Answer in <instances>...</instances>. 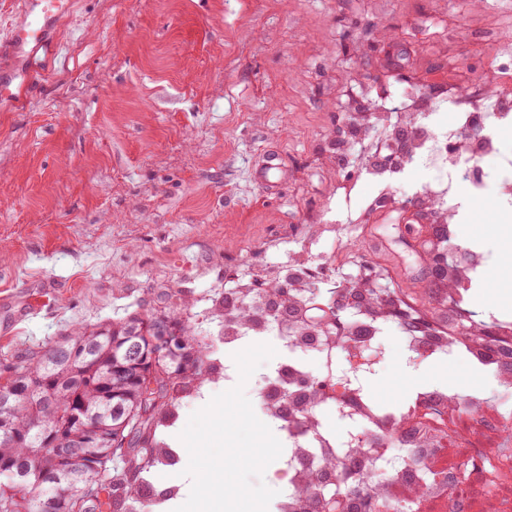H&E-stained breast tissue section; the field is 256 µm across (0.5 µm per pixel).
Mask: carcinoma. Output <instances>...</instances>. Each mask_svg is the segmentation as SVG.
<instances>
[{
	"mask_svg": "<svg viewBox=\"0 0 512 512\" xmlns=\"http://www.w3.org/2000/svg\"><path fill=\"white\" fill-rule=\"evenodd\" d=\"M162 319L182 325L190 363L174 368L159 359L141 371L115 369L112 348ZM215 352L177 310L155 301L90 330L75 327L14 363L6 386L17 394L0 406V512H75L72 488L88 490L87 512L127 500L136 512H150L153 502L141 500L147 475L177 462L156 432L173 417L176 395L213 370ZM44 386L53 393L48 401ZM142 404L150 412L139 426L120 427L121 410ZM83 408L98 414L99 426ZM114 436L127 439V447H112Z\"/></svg>",
	"mask_w": 512,
	"mask_h": 512,
	"instance_id": "obj_1",
	"label": "carcinoma"
}]
</instances>
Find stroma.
Masks as SVG:
<instances>
[{
    "instance_id": "obj_1",
    "label": "stroma",
    "mask_w": 512,
    "mask_h": 512,
    "mask_svg": "<svg viewBox=\"0 0 512 512\" xmlns=\"http://www.w3.org/2000/svg\"><path fill=\"white\" fill-rule=\"evenodd\" d=\"M486 63L512 31V0H74L39 51L49 77L27 105L0 104V377L18 356L74 326H94L170 295L192 325L235 287L241 248L286 263L288 227L324 213L340 242L364 249L363 213L379 188L359 180L350 207L339 183L352 156L324 154L358 84L398 94L407 78L439 93L448 60L437 36ZM277 154L276 190L256 179ZM456 244L474 237L495 301L484 319L512 317L501 246L512 203L471 197ZM457 388L470 369L409 352L388 329L365 388L398 405L428 388L435 367Z\"/></svg>"
}]
</instances>
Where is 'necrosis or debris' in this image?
<instances>
[{
	"label": "necrosis or debris",
	"instance_id": "4bbe7bcc",
	"mask_svg": "<svg viewBox=\"0 0 512 512\" xmlns=\"http://www.w3.org/2000/svg\"><path fill=\"white\" fill-rule=\"evenodd\" d=\"M465 76L466 85L461 88L450 83L446 74L435 75V82L448 86L444 98H427L422 84L412 83L394 99L355 100L348 114V133L392 134L396 150L387 166L367 157L356 165L358 177L386 189L371 206L364 227L370 252L364 255L341 247L328 256H315L312 241L334 235L336 227L321 221L306 225L294 240L303 251L298 262L310 277L288 295L294 312L309 309L315 287L329 284L339 266L357 269L364 277L381 271L402 280L380 239L378 225L394 221L415 225L414 253L425 256L430 225L457 222L456 183L479 195L492 191L512 199V155L505 154L498 141L499 130L512 126V67H470ZM448 111L460 113L458 124L440 122V114ZM420 168L432 171L433 179L406 199L393 197L392 189ZM395 304L397 314H377L361 344L332 329L306 339L294 313L282 321L228 320L221 325L218 338L228 348L275 337L287 358L275 367L274 378L287 383L289 391H298L303 380L321 383L308 391L307 412L300 419L286 417L284 405L273 401L270 390L261 392L263 415L283 427L288 443V464L278 468L277 481L287 484L292 495L310 486L338 490L342 512H366L357 496L344 490L343 479L326 474L323 466L327 459L365 457L370 461L369 473L357 481L363 486L369 474L386 473V480L369 491L372 498L385 503L384 512H512V356L497 357L483 336L471 331L468 310L458 308V323L439 338L437 354L463 361L477 378L491 381L494 398L472 391L421 390L400 407L382 405L364 394L359 374L378 365L386 327L414 317L431 325L444 320L442 307L431 301L423 283L417 281L400 289ZM341 352L346 353L349 367L340 375L336 356ZM308 355L321 359L319 370L308 368L304 361ZM325 408L353 423L344 440H336L323 421L320 412ZM396 476L406 478L408 491L393 503L387 480Z\"/></svg>",
	"mask_w": 512,
	"mask_h": 512
}]
</instances>
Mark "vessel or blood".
I'll return each mask as SVG.
<instances>
[{
	"instance_id": "obj_1",
	"label": "vessel or blood",
	"mask_w": 512,
	"mask_h": 512,
	"mask_svg": "<svg viewBox=\"0 0 512 512\" xmlns=\"http://www.w3.org/2000/svg\"><path fill=\"white\" fill-rule=\"evenodd\" d=\"M69 9L68 0H20V20L0 35V101L17 102L36 81L34 57L43 49L57 51L55 29Z\"/></svg>"
}]
</instances>
